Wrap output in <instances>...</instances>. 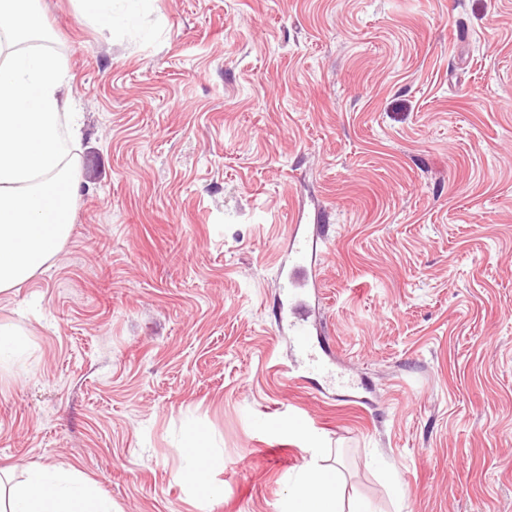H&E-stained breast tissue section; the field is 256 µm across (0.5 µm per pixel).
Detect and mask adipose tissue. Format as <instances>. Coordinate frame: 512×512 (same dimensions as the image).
Returning a JSON list of instances; mask_svg holds the SVG:
<instances>
[{"instance_id": "obj_1", "label": "adipose tissue", "mask_w": 512, "mask_h": 512, "mask_svg": "<svg viewBox=\"0 0 512 512\" xmlns=\"http://www.w3.org/2000/svg\"><path fill=\"white\" fill-rule=\"evenodd\" d=\"M88 21L133 22L148 0H78ZM47 29L33 0H0V294L41 271L69 238L78 194L72 154L78 115L71 75L56 55L32 42ZM204 432L193 435L187 463L176 477L211 496L221 489L208 473L217 459ZM0 512H112L95 484L61 467L27 469L24 480L0 494ZM287 512H372L345 506L338 473L308 464L292 484Z\"/></svg>"}]
</instances>
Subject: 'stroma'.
<instances>
[{
  "mask_svg": "<svg viewBox=\"0 0 512 512\" xmlns=\"http://www.w3.org/2000/svg\"><path fill=\"white\" fill-rule=\"evenodd\" d=\"M83 114L72 233L0 294V467L112 512H512V0H37ZM317 284L286 305L292 234ZM302 308L338 370L292 383ZM223 493L179 482L187 424ZM150 0H78L81 15L94 22L108 18L112 24L127 25L133 22ZM119 8L117 9V6ZM17 330L0 326V368L21 355L24 343ZM374 512L362 500L345 509L340 477L331 468L308 464L291 485L287 512Z\"/></svg>",
  "mask_w": 512,
  "mask_h": 512,
  "instance_id": "obj_1",
  "label": "stroma"
}]
</instances>
